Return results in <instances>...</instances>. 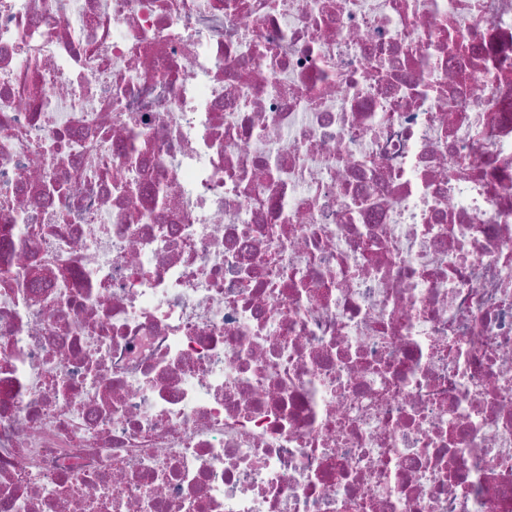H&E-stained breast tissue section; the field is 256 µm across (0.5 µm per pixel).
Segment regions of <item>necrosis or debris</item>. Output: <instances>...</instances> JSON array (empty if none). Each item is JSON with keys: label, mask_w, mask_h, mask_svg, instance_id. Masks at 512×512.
Here are the masks:
<instances>
[{"label": "necrosis or debris", "mask_w": 512, "mask_h": 512, "mask_svg": "<svg viewBox=\"0 0 512 512\" xmlns=\"http://www.w3.org/2000/svg\"><path fill=\"white\" fill-rule=\"evenodd\" d=\"M0 512H512V0H0Z\"/></svg>", "instance_id": "obj_1"}]
</instances>
